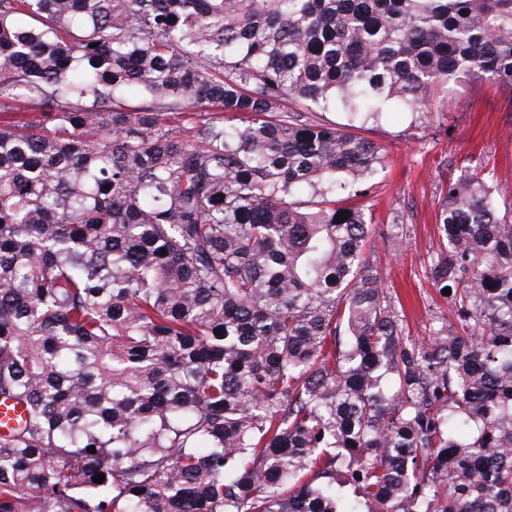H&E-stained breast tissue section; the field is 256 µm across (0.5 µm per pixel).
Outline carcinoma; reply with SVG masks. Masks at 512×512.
Instances as JSON below:
<instances>
[{"instance_id":"cac0c4a2","label":"carcinoma","mask_w":512,"mask_h":512,"mask_svg":"<svg viewBox=\"0 0 512 512\" xmlns=\"http://www.w3.org/2000/svg\"><path fill=\"white\" fill-rule=\"evenodd\" d=\"M472 78L512 0H0V512H512V197L442 186L424 338L354 202Z\"/></svg>"}]
</instances>
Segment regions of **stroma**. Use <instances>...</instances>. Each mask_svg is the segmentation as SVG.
<instances>
[{
	"mask_svg": "<svg viewBox=\"0 0 512 512\" xmlns=\"http://www.w3.org/2000/svg\"><path fill=\"white\" fill-rule=\"evenodd\" d=\"M431 113L392 112L364 126L362 134L381 147L386 166L361 199L376 233L368 257L385 287L405 296L410 335L427 336L432 318L448 307L424 276L438 245L437 201L442 184L474 164L494 175L501 195L512 196V115L498 87L485 79L438 88ZM407 235L388 242L393 225Z\"/></svg>",
	"mask_w": 512,
	"mask_h": 512,
	"instance_id": "1",
	"label": "stroma"
}]
</instances>
